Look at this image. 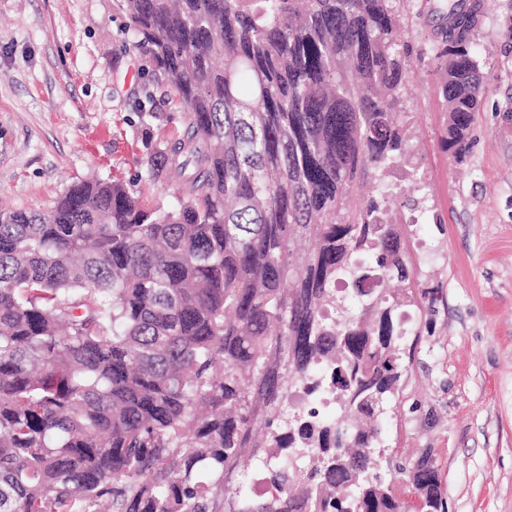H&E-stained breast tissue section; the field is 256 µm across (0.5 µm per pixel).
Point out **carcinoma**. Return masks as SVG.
Masks as SVG:
<instances>
[{
    "label": "carcinoma",
    "instance_id": "obj_1",
    "mask_svg": "<svg viewBox=\"0 0 512 512\" xmlns=\"http://www.w3.org/2000/svg\"><path fill=\"white\" fill-rule=\"evenodd\" d=\"M116 7L183 107L143 161L178 191L152 208L87 179L45 211L0 210V512H219L225 465L254 459L268 497L235 512H446L430 454L401 469L411 505L378 469L394 314L433 304L387 205L405 167L411 223L429 211L403 0ZM485 10L429 2L457 162L488 73L477 26L447 22ZM294 386L313 407L285 421Z\"/></svg>",
    "mask_w": 512,
    "mask_h": 512
}]
</instances>
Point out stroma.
Here are the masks:
<instances>
[{
    "instance_id": "obj_1",
    "label": "stroma",
    "mask_w": 512,
    "mask_h": 512,
    "mask_svg": "<svg viewBox=\"0 0 512 512\" xmlns=\"http://www.w3.org/2000/svg\"><path fill=\"white\" fill-rule=\"evenodd\" d=\"M115 0H0V206L45 210L73 183L120 179L153 207L173 189L144 181L147 140L184 112L153 73ZM476 43L490 74L463 163L441 147L446 122L428 59L413 57L409 108L437 223L409 228L428 312L402 307V377L380 425L382 467L430 453L448 512H512V0H487ZM173 122L140 123L145 93ZM257 468L224 482L220 512L261 499Z\"/></svg>"
}]
</instances>
